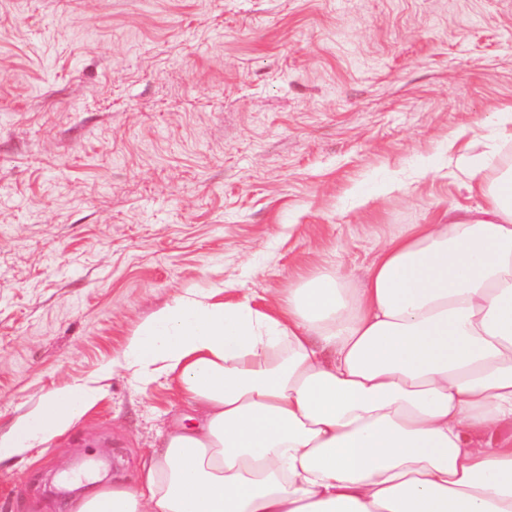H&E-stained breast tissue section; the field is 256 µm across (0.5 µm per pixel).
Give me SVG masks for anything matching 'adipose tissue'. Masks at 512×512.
Returning <instances> with one entry per match:
<instances>
[{"mask_svg": "<svg viewBox=\"0 0 512 512\" xmlns=\"http://www.w3.org/2000/svg\"><path fill=\"white\" fill-rule=\"evenodd\" d=\"M474 160L482 205L406 224L361 282L333 267L274 300L187 293L118 366L191 407L131 485L70 512H512V183ZM78 381L0 434V464L103 396Z\"/></svg>", "mask_w": 512, "mask_h": 512, "instance_id": "ef3b65f1", "label": "adipose tissue"}]
</instances>
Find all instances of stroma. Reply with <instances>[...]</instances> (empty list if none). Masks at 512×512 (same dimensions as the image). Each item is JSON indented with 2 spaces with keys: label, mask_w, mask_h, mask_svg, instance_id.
Returning <instances> with one entry per match:
<instances>
[{
  "label": "stroma",
  "mask_w": 512,
  "mask_h": 512,
  "mask_svg": "<svg viewBox=\"0 0 512 512\" xmlns=\"http://www.w3.org/2000/svg\"><path fill=\"white\" fill-rule=\"evenodd\" d=\"M509 103L512 0H0V432L105 390L0 465V512L66 504L83 461L134 482L181 411L102 374L139 324L316 265L362 280L400 225L470 204L469 159L512 155ZM103 393L102 387L83 381L50 391L42 409L22 418L10 433L0 434V464L27 456L64 435Z\"/></svg>",
  "instance_id": "stroma-1"
}]
</instances>
